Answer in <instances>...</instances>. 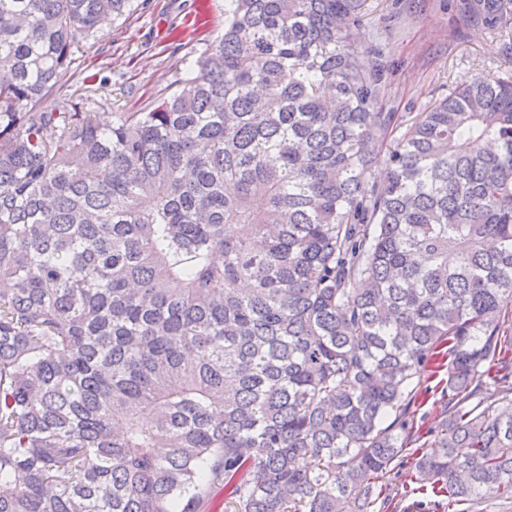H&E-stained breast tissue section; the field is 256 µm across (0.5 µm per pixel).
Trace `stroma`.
Here are the masks:
<instances>
[{"label":"stroma","mask_w":512,"mask_h":512,"mask_svg":"<svg viewBox=\"0 0 512 512\" xmlns=\"http://www.w3.org/2000/svg\"><path fill=\"white\" fill-rule=\"evenodd\" d=\"M225 0H134L131 11L93 37L78 39L61 94L103 112H136L173 93L187 64L224 32ZM366 60L381 73V106L404 119L428 110L475 75L512 74V26L491 32L467 24L454 0H365L355 29ZM414 406L421 454L433 453L446 372L424 368ZM409 461L386 477L397 512H448L447 501L406 489Z\"/></svg>","instance_id":"35a3bbf8"}]
</instances>
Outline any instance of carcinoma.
Wrapping results in <instances>:
<instances>
[{
  "mask_svg": "<svg viewBox=\"0 0 512 512\" xmlns=\"http://www.w3.org/2000/svg\"><path fill=\"white\" fill-rule=\"evenodd\" d=\"M225 2L173 94L108 116L41 103L132 0H0V512H374L426 365L410 482L511 503L512 75L406 123L364 0ZM422 382V391L416 404L412 407L411 411L415 410L414 422L420 426L423 436L420 441L414 445V448L422 454H432L437 448L435 447L436 439L432 431L439 423L442 415V405L446 400L443 397L442 389L446 386L447 380L446 370L439 373H434L432 367L424 368L420 376ZM427 389V391H425ZM410 414L411 416L413 415Z\"/></svg>",
  "mask_w": 512,
  "mask_h": 512,
  "instance_id": "obj_1",
  "label": "carcinoma"
}]
</instances>
